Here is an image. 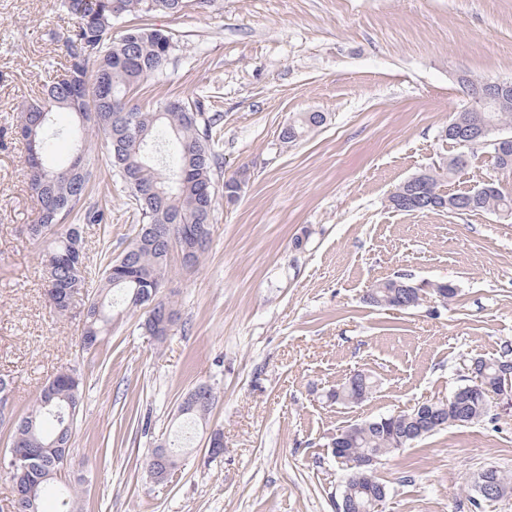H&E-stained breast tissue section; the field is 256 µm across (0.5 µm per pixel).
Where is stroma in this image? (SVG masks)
<instances>
[{
    "instance_id": "1",
    "label": "stroma",
    "mask_w": 512,
    "mask_h": 512,
    "mask_svg": "<svg viewBox=\"0 0 512 512\" xmlns=\"http://www.w3.org/2000/svg\"><path fill=\"white\" fill-rule=\"evenodd\" d=\"M152 24L177 49L134 103L203 100L224 116L218 180L243 168L250 179L235 204L218 203L197 267L172 262L161 295L180 320L167 340L129 308L83 350L80 318L56 315L44 295L29 234L38 205L14 134L62 73L56 42L73 21L60 0H0V379L20 415L61 370L81 374L65 476L84 512H336L338 428L447 399L466 365L512 347V218L388 205L396 186L457 153L445 137L466 103L456 73L512 80V0H215ZM303 112L324 124L283 143ZM94 183L111 221L82 227L89 297L141 222L107 156ZM403 275L456 295L399 314L366 303L374 284ZM359 370L377 382L365 401L328 400ZM203 383L215 404L172 481L154 484L144 456ZM214 431L217 457L205 449ZM491 466L512 473V408L386 458L383 510L512 512V496L474 506Z\"/></svg>"
}]
</instances>
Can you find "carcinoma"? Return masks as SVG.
Returning a JSON list of instances; mask_svg holds the SVG:
<instances>
[{
	"mask_svg": "<svg viewBox=\"0 0 512 512\" xmlns=\"http://www.w3.org/2000/svg\"><path fill=\"white\" fill-rule=\"evenodd\" d=\"M61 5L74 20V26L57 40V47L66 60L63 75L43 86L42 91L22 111L15 134L27 146L25 164L29 186L39 206L38 218L30 235L42 246V263L53 269L59 281L61 296L50 302L54 312L68 316L76 296L83 292L85 276L74 273L84 260L82 236L72 234L71 226L106 224L110 211L91 202L94 191L95 158L87 148L89 135L103 142L112 172L127 186L137 201L142 224L132 244L117 258L109 261L103 271L99 294L90 300L82 315L81 341L85 350L96 348L112 333L115 321L112 294L118 293L124 303L134 308L149 307L145 329L158 335L154 310L146 295H154L157 307L175 311L174 305L158 293L165 279L172 255V243L181 251H190L193 264H198L207 251L214 226L217 196L213 192L215 171L221 154L215 147L213 129L223 115L205 111L199 100L171 99L156 110L143 111L131 103L129 95L137 86L162 73L174 51L173 37L161 30L138 24L155 14L176 15L187 7V0H61ZM68 112L76 121L75 148H83L80 160L53 165L54 153L50 134L52 122L41 121V113ZM488 125L502 130L512 129V105L507 108L489 106L484 112ZM320 112H305L281 131L283 142L300 139L311 128L322 124ZM177 144L172 170L162 174L156 168L163 160L161 138ZM496 168L512 169V145L497 149L486 146ZM467 164L466 155L458 153L434 171L423 173L424 193L429 200L419 212L448 210L457 214L512 211V195L499 183L459 193L442 189ZM405 278L381 281L370 288L366 301L373 306L389 308L400 295ZM509 356L473 361L484 371L487 388L499 385L496 363ZM373 378L356 374L352 383H343L329 393L336 403L356 404L375 389ZM216 399L212 387L195 407L184 413L188 423L196 426L207 416ZM83 401L80 375L69 370L58 373L38 393L32 408L17 417L9 427L10 444L18 448H42V461L26 473L27 484L13 482V496L33 494L27 512H42L44 492L60 477L55 462L58 437L69 440L76 411ZM448 407L445 426L481 422L490 409L474 397L456 402L438 401ZM412 428L405 413L395 421L383 424L373 418L355 427L345 441V449L355 460H383L403 451L398 446V432Z\"/></svg>",
	"mask_w": 512,
	"mask_h": 512,
	"instance_id": "obj_1",
	"label": "carcinoma"
}]
</instances>
